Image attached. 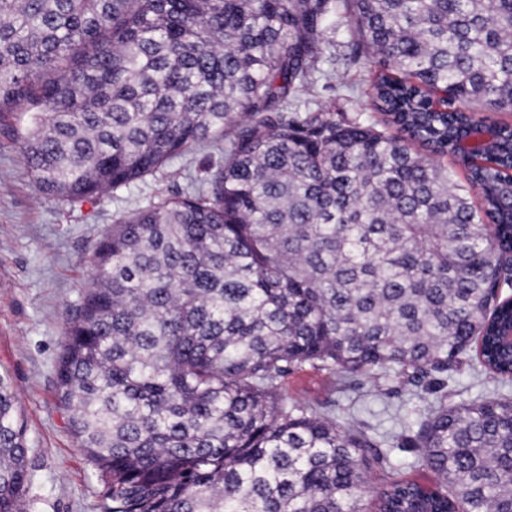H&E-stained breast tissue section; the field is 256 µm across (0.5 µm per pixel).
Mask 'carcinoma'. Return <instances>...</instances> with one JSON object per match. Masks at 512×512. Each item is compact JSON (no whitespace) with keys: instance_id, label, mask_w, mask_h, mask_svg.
Masks as SVG:
<instances>
[{"instance_id":"obj_1","label":"carcinoma","mask_w":512,"mask_h":512,"mask_svg":"<svg viewBox=\"0 0 512 512\" xmlns=\"http://www.w3.org/2000/svg\"><path fill=\"white\" fill-rule=\"evenodd\" d=\"M340 13L399 136L294 107ZM483 112H512V0H0V132L44 196L222 152L116 214L66 322L57 400L101 512H512L511 399L441 403L410 442L440 491L371 499L381 441L282 392L303 365L416 392L473 344L512 380V196L459 151L492 127L512 165V124ZM26 452L1 385L0 512Z\"/></svg>"}]
</instances>
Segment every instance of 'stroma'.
I'll use <instances>...</instances> for the list:
<instances>
[{"mask_svg": "<svg viewBox=\"0 0 512 512\" xmlns=\"http://www.w3.org/2000/svg\"><path fill=\"white\" fill-rule=\"evenodd\" d=\"M336 26L322 73L304 98L322 103L340 119L364 113L382 121L368 103L371 74L349 59L347 19L337 18ZM332 70L343 73L345 88L325 79ZM201 159V154H186L118 196L94 205H70L43 197L18 146L0 135V382L16 394L26 425L31 481L21 512H100L108 479L77 448L56 398L66 321L90 284L94 252L116 214L144 206L156 194L186 189L198 175ZM283 392L292 400L331 405L338 422L360 421L369 433L394 438L397 444L414 434L421 414L441 399L457 403L481 394L512 399V382L486 378L465 358L444 389L417 395L393 378L377 388L361 376L344 379L307 365L289 374ZM396 444L377 448L381 462L369 473L371 489L395 480L433 485V474L415 467L413 454Z\"/></svg>", "mask_w": 512, "mask_h": 512, "instance_id": "1", "label": "stroma"}]
</instances>
